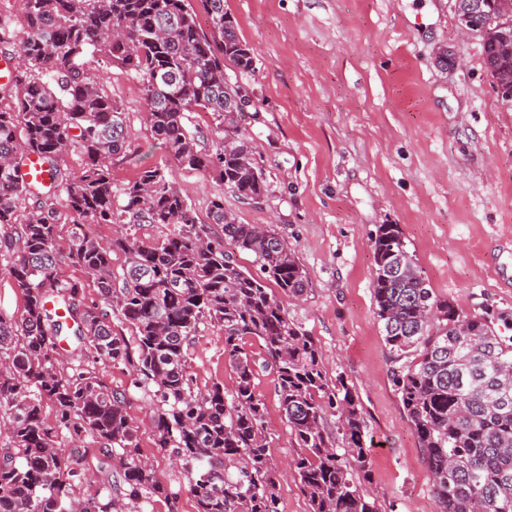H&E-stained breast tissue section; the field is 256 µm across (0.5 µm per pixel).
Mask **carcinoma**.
<instances>
[{
	"mask_svg": "<svg viewBox=\"0 0 512 512\" xmlns=\"http://www.w3.org/2000/svg\"><path fill=\"white\" fill-rule=\"evenodd\" d=\"M198 2L208 33L188 0H21V64L15 81L0 85L15 100L0 109V273L24 299L20 317L0 315V512H156L176 499L144 457L126 391L102 380L109 365L132 368L153 406L155 447L181 463L198 512H280L248 339L263 343L259 366L275 373L309 512H379L358 485L370 479L359 404L343 378H326L314 338L277 296L309 287L287 244L269 227L238 223L222 196L209 220L224 236H208L161 168L120 187L112 180L126 149L124 109L99 69L116 64L140 81L150 130L180 166L209 174L243 204L266 196L253 139L224 112L228 100L251 103L227 71L254 72L253 49L224 0ZM475 36L487 60L512 39V23ZM488 75L511 86L512 60ZM195 112L213 124H193ZM71 147L84 157L76 176L61 167ZM31 153L45 185L18 174ZM38 194L37 207L23 210ZM62 199L77 216L67 259L95 278L97 301L62 272ZM90 224H155L162 236L121 232L104 245ZM227 240L254 255L260 274L224 250ZM370 243L375 314L401 362L393 382L425 450L438 512H512V336L436 296L398 225H378ZM210 327L224 334L229 390L199 388L187 368L189 346Z\"/></svg>",
	"mask_w": 512,
	"mask_h": 512,
	"instance_id": "obj_1",
	"label": "carcinoma"
}]
</instances>
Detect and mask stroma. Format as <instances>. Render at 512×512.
Returning <instances> with one entry per match:
<instances>
[{
    "label": "stroma",
    "instance_id": "1",
    "mask_svg": "<svg viewBox=\"0 0 512 512\" xmlns=\"http://www.w3.org/2000/svg\"><path fill=\"white\" fill-rule=\"evenodd\" d=\"M224 8L255 53V71L241 78L255 109L238 125L266 175L264 204H242L212 177L178 165L146 123L141 83L116 66L103 85L125 109L127 147L113 179L163 168L199 217L220 195L238 222L284 239L309 289L282 303L313 336L327 377L344 378L360 403L366 490L379 512H435L424 454L393 384L395 356L374 314L370 235L398 225L435 295L466 315L512 318V112L453 0H224ZM441 48L444 65L435 58ZM187 365L198 386L231 383L223 333L196 337ZM100 375L128 390L142 451L178 494L157 512H196L186 478L154 444L149 399L133 388L131 370L108 366ZM255 384L281 512H309L275 377L260 372Z\"/></svg>",
    "mask_w": 512,
    "mask_h": 512
}]
</instances>
